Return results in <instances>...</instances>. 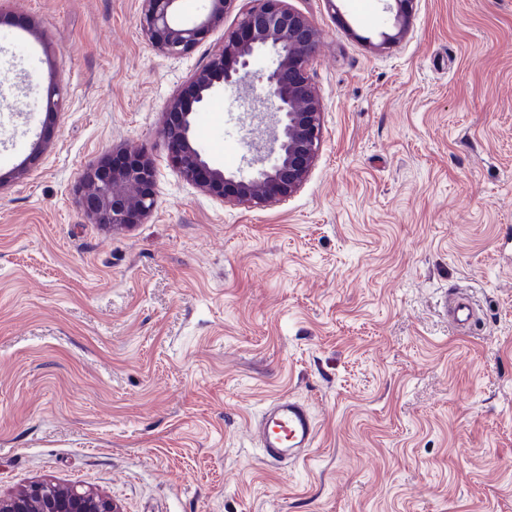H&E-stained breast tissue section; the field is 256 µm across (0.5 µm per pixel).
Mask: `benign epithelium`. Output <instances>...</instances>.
<instances>
[{"label": "benign epithelium", "instance_id": "benign-epithelium-1", "mask_svg": "<svg viewBox=\"0 0 512 512\" xmlns=\"http://www.w3.org/2000/svg\"><path fill=\"white\" fill-rule=\"evenodd\" d=\"M179 0H142L140 24L162 54L192 53L203 35L224 21L237 0H208L207 14L193 25L176 20ZM416 0H387L390 24L376 48L401 42L408 34ZM321 42L320 31L288 0H244L237 28L221 53L192 75L191 94L170 99L164 133L181 177L203 192L230 204L285 202L306 181L318 154L323 125L321 100L307 69ZM269 53L276 65L265 81L274 126L262 168L241 179L213 167L193 143L192 115L214 91L250 77L252 58ZM155 168L143 153L107 159L88 169L81 180L79 204L99 224H141L154 208ZM0 512H121L107 496L77 485L34 481L12 495L0 496Z\"/></svg>", "mask_w": 512, "mask_h": 512}]
</instances>
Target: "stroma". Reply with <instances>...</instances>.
Returning a JSON list of instances; mask_svg holds the SVG:
<instances>
[{"mask_svg":"<svg viewBox=\"0 0 512 512\" xmlns=\"http://www.w3.org/2000/svg\"><path fill=\"white\" fill-rule=\"evenodd\" d=\"M288 2L321 33L322 142L294 197L247 207L182 179L163 135L239 5L168 57L140 0H0V495L50 480L123 512H512V0H418L382 51L361 0ZM269 63L192 119L245 178ZM126 150L154 163L155 210L94 223L80 179ZM458 293L466 334L444 309ZM282 396L310 404L317 444L274 467L252 429Z\"/></svg>","mask_w":512,"mask_h":512,"instance_id":"1","label":"stroma"}]
</instances>
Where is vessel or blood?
<instances>
[{"label":"vessel or blood","instance_id":"obj_1","mask_svg":"<svg viewBox=\"0 0 512 512\" xmlns=\"http://www.w3.org/2000/svg\"><path fill=\"white\" fill-rule=\"evenodd\" d=\"M253 433L264 459L273 465L302 458L316 444L309 407L286 396L266 405Z\"/></svg>","mask_w":512,"mask_h":512}]
</instances>
